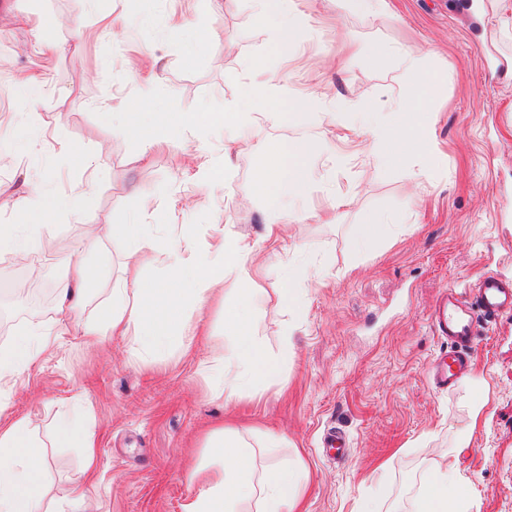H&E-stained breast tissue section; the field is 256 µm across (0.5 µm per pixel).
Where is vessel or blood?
Segmentation results:
<instances>
[{"instance_id":"vessel-or-blood-1","label":"vessel or blood","mask_w":512,"mask_h":512,"mask_svg":"<svg viewBox=\"0 0 512 512\" xmlns=\"http://www.w3.org/2000/svg\"><path fill=\"white\" fill-rule=\"evenodd\" d=\"M511 314L512 282L494 274L483 275L469 295L453 288L442 291L430 321L438 335L447 338L451 350L447 359L429 365L428 374L433 386L447 390L466 373L468 351L475 343L479 320Z\"/></svg>"}]
</instances>
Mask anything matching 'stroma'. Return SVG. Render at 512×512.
<instances>
[{
  "label": "stroma",
  "instance_id": "35a3bbf8",
  "mask_svg": "<svg viewBox=\"0 0 512 512\" xmlns=\"http://www.w3.org/2000/svg\"><path fill=\"white\" fill-rule=\"evenodd\" d=\"M390 3L387 14L352 15L338 13L330 0H299L301 31L284 55L276 29L253 21L248 0L226 9L213 0H0V224L22 222L15 201L28 176L65 194L88 177L72 147L104 153L106 164L79 210L54 212L43 234L60 241L65 257L89 225L153 223L139 206L148 193L169 212L168 234L195 224L207 236L220 224L259 246L264 273L255 331L281 373L242 396L236 424L284 437L281 459L307 475L304 512H360L369 497L376 512H415L427 470L447 460L470 483L471 512H512V317L481 326L471 369L453 387L435 389L426 377L428 364L448 352L429 321L439 292L471 290L487 273L512 281V0ZM174 14L211 32L202 50L171 38L167 20ZM106 15L117 23L114 32L102 27ZM375 42L413 46L443 76L428 109L432 164L408 154L372 171L365 136L344 117L294 110L284 122L258 117L222 185L204 194L184 169V151L201 144L206 158L221 157L232 132L216 127L203 140L186 127L143 160L122 130L125 106L144 81L155 79L161 111L221 112L240 95L231 74L257 57L285 74L289 94L320 80L338 96L387 111L405 89L401 68L331 66L354 46ZM28 77L42 84L32 98L17 87ZM105 112L110 121L102 120ZM327 138L335 160L309 159L314 181L326 190L303 204L312 219L291 228L308 250L265 241L269 216L247 194L255 171L280 142ZM348 191L357 192L356 203L328 212L334 195ZM390 213L403 223L353 248L356 225ZM58 259L40 258L36 279L27 266L0 261V287L25 284L48 304L40 312L21 301L0 305V343L52 324ZM89 261L96 279L85 316L93 319L122 274L125 246L104 242ZM299 267L313 280L300 286L292 306L278 304L287 271ZM201 324L205 335L156 358L139 356L123 336L89 344L70 332L53 356L23 374L8 413L40 421L52 493L85 478L80 449L51 445L53 425L65 413L92 419L100 434L92 490L99 512H182L198 489L191 470L204 436L225 419L208 373L224 345L223 301L205 309ZM465 429L467 447L449 456ZM331 430L346 443L336 458L324 445Z\"/></svg>",
  "mask_w": 512,
  "mask_h": 512
}]
</instances>
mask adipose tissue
Returning <instances> with one entry per match:
<instances>
[{"mask_svg":"<svg viewBox=\"0 0 512 512\" xmlns=\"http://www.w3.org/2000/svg\"><path fill=\"white\" fill-rule=\"evenodd\" d=\"M251 5L255 22L275 25L280 48H290L299 19L297 0H251ZM359 56L367 61L381 56L392 59L407 73V89L391 100L388 111L351 106L327 90L289 96L282 75L255 60L238 74L241 97L227 111L160 112L154 90L148 86L127 107L124 129L146 155L169 144L175 132L186 125L196 127L203 136L217 125L245 133L254 113L284 121L289 110L323 106L331 112L351 113L369 139V161L374 169L392 165L410 150L424 160H433V131L426 110L440 85L437 75L423 67L418 53L397 45H370L362 48ZM320 150V145L308 141L283 143L254 174L249 194L261 199L271 216L268 240L285 241L287 225L303 222V215L283 211L281 196L286 193L302 199L313 191L308 160ZM82 194L78 188L67 196H52L38 181H31L17 202L24 223L0 224V259L23 261L34 252L53 251L52 240L38 231L40 223L52 211L76 207ZM106 238L122 240L130 258L153 253L164 256L166 274L154 280L134 273L123 276L114 284L112 299L99 319L84 322L80 316L92 287L93 270L81 256L64 258L63 274L54 290L59 322H73L84 340L117 333L131 337L139 352L158 355L193 336L192 316L202 313L212 296L225 290L229 297L224 302V335L230 346L215 353L211 367L220 395L230 402L254 382L278 377V362L266 354L253 330L255 285L262 268L255 243L239 234L221 232L202 246L190 224L183 225L180 235L164 237L154 224L106 223L89 230L84 246L93 248ZM60 334L56 326H38L0 346V413L6 410L20 376L51 354ZM53 440L60 448L81 449L85 472L94 473L99 436L93 425H79L60 416ZM282 443V437L271 432L258 434L250 443L231 428L212 429L204 438L207 460L199 466V489L184 504L183 512H242L243 506L251 503L255 512H299L306 476L277 461L276 451ZM47 468L48 457L31 417H15L0 424V512H57L56 500L44 483ZM469 495L470 488L454 464L439 463L424 477L417 510L469 512Z\"/></svg>","mask_w":512,"mask_h":512,"instance_id":"obj_1","label":"adipose tissue"}]
</instances>
